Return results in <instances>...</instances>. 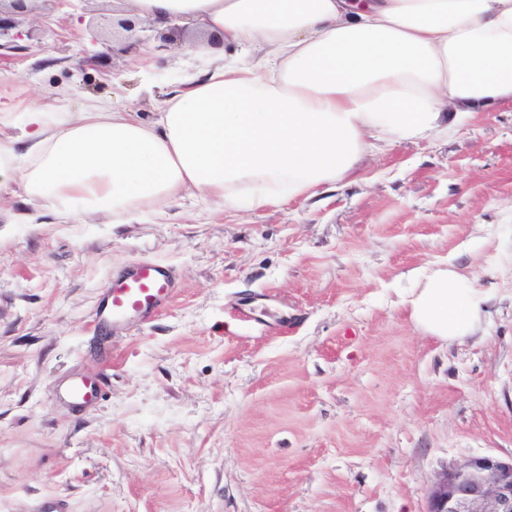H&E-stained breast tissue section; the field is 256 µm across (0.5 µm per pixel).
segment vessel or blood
Segmentation results:
<instances>
[{
	"label": "vessel or blood",
	"instance_id": "b4317fda",
	"mask_svg": "<svg viewBox=\"0 0 512 512\" xmlns=\"http://www.w3.org/2000/svg\"><path fill=\"white\" fill-rule=\"evenodd\" d=\"M175 292L172 270L153 261H134L107 285L101 306L113 328H130L145 322L165 308ZM67 398L76 405L96 400L97 384L92 377L73 380Z\"/></svg>",
	"mask_w": 512,
	"mask_h": 512
}]
</instances>
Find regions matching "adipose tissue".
Here are the masks:
<instances>
[{
    "instance_id": "obj_1",
    "label": "adipose tissue",
    "mask_w": 512,
    "mask_h": 512,
    "mask_svg": "<svg viewBox=\"0 0 512 512\" xmlns=\"http://www.w3.org/2000/svg\"><path fill=\"white\" fill-rule=\"evenodd\" d=\"M190 26L202 67L145 124L137 112L30 108L0 134V191L23 183L61 219L131 224L196 197L269 210L344 178L397 139L449 134L512 100V0H131ZM238 53L214 58L210 35ZM407 308L444 341L472 334L488 297L454 265L416 270Z\"/></svg>"
}]
</instances>
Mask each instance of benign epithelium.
<instances>
[{"mask_svg":"<svg viewBox=\"0 0 512 512\" xmlns=\"http://www.w3.org/2000/svg\"><path fill=\"white\" fill-rule=\"evenodd\" d=\"M0 7V39L12 37L14 16L31 11L33 0H8ZM120 26L127 32L121 51L129 53L143 45L140 19L124 18ZM426 512H512V458L481 456L448 471L433 487Z\"/></svg>","mask_w":512,"mask_h":512,"instance_id":"1","label":"benign epithelium"}]
</instances>
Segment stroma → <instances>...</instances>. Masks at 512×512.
I'll return each mask as SVG.
<instances>
[{
  "label": "stroma",
  "mask_w": 512,
  "mask_h": 512,
  "mask_svg": "<svg viewBox=\"0 0 512 512\" xmlns=\"http://www.w3.org/2000/svg\"><path fill=\"white\" fill-rule=\"evenodd\" d=\"M128 9L34 0L0 49V113L64 98L153 122L191 56L148 28L112 52ZM137 260L171 266L176 295L99 343L103 290ZM448 262L490 298L453 343L403 303ZM87 375L103 400L79 408ZM484 455L512 457L511 101L281 209L0 222V512H426ZM67 398L75 405H85L97 399L98 388L93 377L73 380L66 388Z\"/></svg>",
  "instance_id": "35a3bbf8"
}]
</instances>
